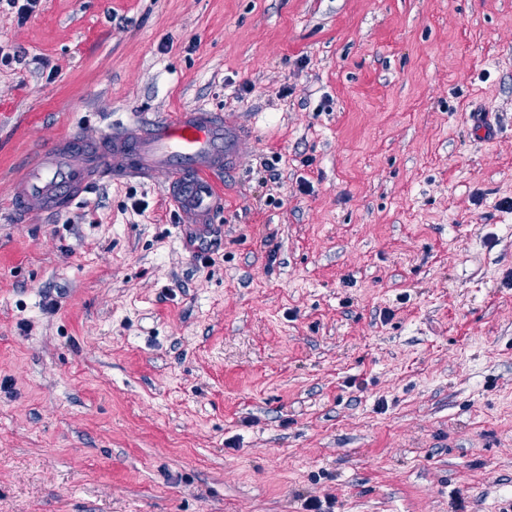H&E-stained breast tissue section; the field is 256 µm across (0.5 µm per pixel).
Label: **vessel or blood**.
Instances as JSON below:
<instances>
[{
    "label": "vessel or blood",
    "mask_w": 512,
    "mask_h": 512,
    "mask_svg": "<svg viewBox=\"0 0 512 512\" xmlns=\"http://www.w3.org/2000/svg\"><path fill=\"white\" fill-rule=\"evenodd\" d=\"M251 136L224 113L205 109L136 114L110 124L92 142L68 131L30 155L13 181L9 206L26 215H58L96 183H145L163 173L183 224L208 225Z\"/></svg>",
    "instance_id": "vessel-or-blood-1"
}]
</instances>
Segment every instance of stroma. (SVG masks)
Instances as JSON below:
<instances>
[{
    "label": "stroma",
    "instance_id": "stroma-1",
    "mask_svg": "<svg viewBox=\"0 0 512 512\" xmlns=\"http://www.w3.org/2000/svg\"><path fill=\"white\" fill-rule=\"evenodd\" d=\"M0 46V204L130 112L253 133L205 257L162 176L0 221V512H512V0H0Z\"/></svg>",
    "mask_w": 512,
    "mask_h": 512
}]
</instances>
